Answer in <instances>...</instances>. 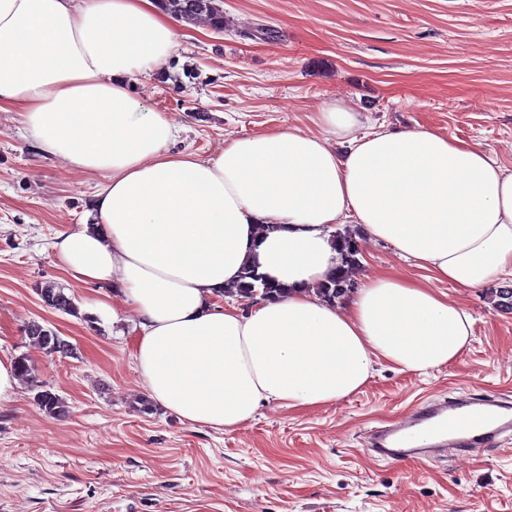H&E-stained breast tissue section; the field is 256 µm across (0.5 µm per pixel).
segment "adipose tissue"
I'll return each instance as SVG.
<instances>
[{
	"instance_id": "adipose-tissue-1",
	"label": "adipose tissue",
	"mask_w": 512,
	"mask_h": 512,
	"mask_svg": "<svg viewBox=\"0 0 512 512\" xmlns=\"http://www.w3.org/2000/svg\"><path fill=\"white\" fill-rule=\"evenodd\" d=\"M176 29L157 0H0V111L18 113L41 152L105 176L95 222L54 250L75 281L119 284L149 398L229 431L271 403L345 399L379 361L410 373L454 362L473 320L436 285L512 278V166L425 127L367 125L336 102L317 134L244 135L210 159L171 151L178 128L131 85L167 63ZM339 224L429 281L377 272L344 306L323 301ZM248 268L288 296L224 303Z\"/></svg>"
}]
</instances>
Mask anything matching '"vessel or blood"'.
I'll return each mask as SVG.
<instances>
[{
  "label": "vessel or blood",
  "instance_id": "vessel-or-blood-1",
  "mask_svg": "<svg viewBox=\"0 0 512 512\" xmlns=\"http://www.w3.org/2000/svg\"><path fill=\"white\" fill-rule=\"evenodd\" d=\"M512 431V402L494 395L427 400L399 420L371 428L366 445L402 462L435 459L444 448H484Z\"/></svg>",
  "mask_w": 512,
  "mask_h": 512
}]
</instances>
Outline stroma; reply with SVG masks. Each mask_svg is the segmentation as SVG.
I'll return each mask as SVG.
<instances>
[{
  "mask_svg": "<svg viewBox=\"0 0 512 512\" xmlns=\"http://www.w3.org/2000/svg\"><path fill=\"white\" fill-rule=\"evenodd\" d=\"M224 14L221 33L188 39L181 24L173 56L135 84L178 127L174 150L207 159L238 136L310 131L336 99L376 124L425 126L512 165V0H224ZM260 26L274 38H248ZM103 183L41 155L16 113L0 112V357L27 355L35 374L0 404V512H512V444L398 463L363 447L367 429L426 399H512V310L494 304L495 284H441L473 318L469 347L449 365L418 374L380 361L335 404H269L230 432L194 426L159 407L141 412L135 313L113 320L111 287L80 284L56 263L57 233L91 223ZM357 242L356 283L385 270L425 279L390 244ZM48 284L77 315L44 305ZM31 320L73 355L33 344ZM41 387L67 402V418L39 407Z\"/></svg>",
  "mask_w": 512,
  "mask_h": 512,
  "instance_id": "stroma-1",
  "label": "stroma"
}]
</instances>
